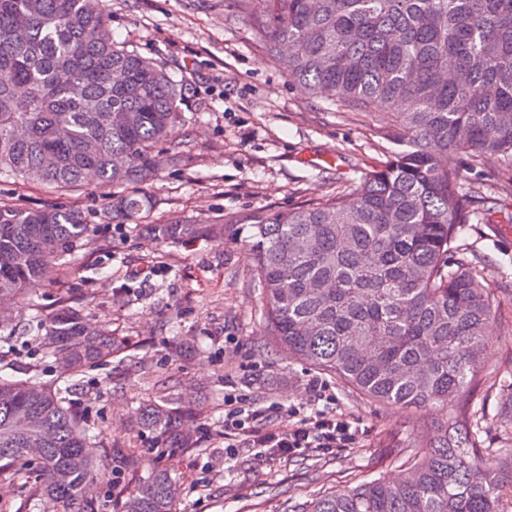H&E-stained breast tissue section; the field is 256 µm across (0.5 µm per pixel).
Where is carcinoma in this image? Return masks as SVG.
Instances as JSON below:
<instances>
[{"mask_svg": "<svg viewBox=\"0 0 512 512\" xmlns=\"http://www.w3.org/2000/svg\"><path fill=\"white\" fill-rule=\"evenodd\" d=\"M266 57L291 55L289 77L314 99L372 112L402 149L335 195L305 208L250 215L253 288L264 335L288 357L386 407L434 405L445 417L421 430L397 481L372 480L312 497L289 512H504L512 500V433L482 469V356L495 311L461 232L495 208L493 190L469 183L485 153L512 169V0H239ZM104 0H0V178L38 177L74 190L94 175L114 188L160 177L155 148L184 125L185 87L153 59L99 39ZM152 208L144 193L112 198L110 212ZM88 225L75 209L0 203V297H28L71 268ZM160 239L192 224H152ZM45 356L73 377L112 355V336L85 328L81 311L45 315L31 304ZM496 413L512 424V376ZM73 384L0 378V475L25 489L42 480L43 512H97L112 448L71 399ZM160 436L159 451L197 449L172 392L132 413ZM98 442L101 458L88 448ZM36 448L30 456L26 449ZM176 483L161 471L121 504L177 512Z\"/></svg>", "mask_w": 512, "mask_h": 512, "instance_id": "1", "label": "carcinoma"}]
</instances>
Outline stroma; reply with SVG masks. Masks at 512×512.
<instances>
[{
    "mask_svg": "<svg viewBox=\"0 0 512 512\" xmlns=\"http://www.w3.org/2000/svg\"><path fill=\"white\" fill-rule=\"evenodd\" d=\"M114 41L156 59L187 86L181 104L188 145L149 188L155 200L139 221H103L112 200L107 185L87 183L54 192L35 180L0 179V200L24 209L45 205L83 212L92 232L76 248L70 271L33 295L43 312L81 309L84 323L111 331L110 359L76 379L74 403L116 450L135 449L136 468L113 463L99 485L101 512H119L152 470H166L178 487L177 512H288L294 501L343 490L375 478L394 479L417 429L435 426V407H379L335 387L336 410L358 422L350 448L306 451L285 463L247 452L229 456L213 424L229 397L264 411L282 426L281 405L311 402L316 370L270 350L260 333L263 306L249 286L245 217L307 206L336 194L368 167L397 150L375 118L312 99L288 78L286 61H269L228 0H107ZM468 179L500 191L496 214L467 225L470 260L484 263L498 315L488 336L485 370L512 371V170L485 154ZM195 224L199 236L159 240L136 223ZM21 338L0 355V375H38L52 386L60 375L31 343L37 333L26 301L11 304ZM174 387L191 409L185 428L198 451L158 452L157 436L132 426L129 415Z\"/></svg>",
    "mask_w": 512,
    "mask_h": 512,
    "instance_id": "obj_1",
    "label": "stroma"
}]
</instances>
